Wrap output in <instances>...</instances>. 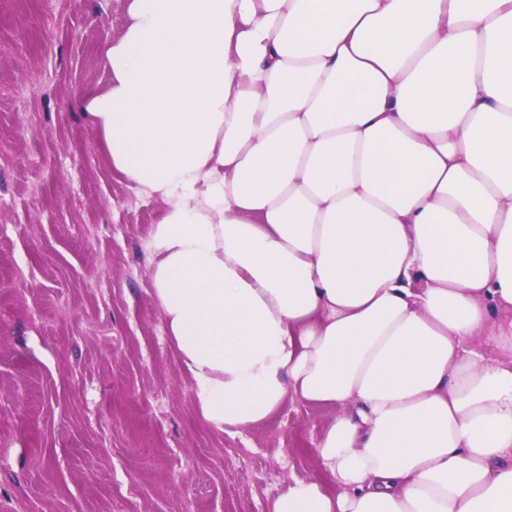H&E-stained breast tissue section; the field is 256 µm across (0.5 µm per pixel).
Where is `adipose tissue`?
Instances as JSON below:
<instances>
[{
  "mask_svg": "<svg viewBox=\"0 0 512 512\" xmlns=\"http://www.w3.org/2000/svg\"><path fill=\"white\" fill-rule=\"evenodd\" d=\"M82 105L212 430L335 407L267 512H512V0H127Z\"/></svg>",
  "mask_w": 512,
  "mask_h": 512,
  "instance_id": "adipose-tissue-1",
  "label": "adipose tissue"
}]
</instances>
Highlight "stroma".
<instances>
[{
    "instance_id": "35a3bbf8",
    "label": "stroma",
    "mask_w": 512,
    "mask_h": 512,
    "mask_svg": "<svg viewBox=\"0 0 512 512\" xmlns=\"http://www.w3.org/2000/svg\"><path fill=\"white\" fill-rule=\"evenodd\" d=\"M126 0H0V512H266L319 475L335 413L200 419L163 331L135 194L81 108Z\"/></svg>"
}]
</instances>
